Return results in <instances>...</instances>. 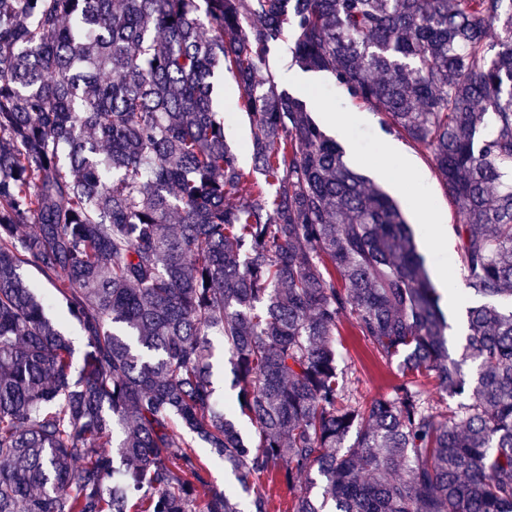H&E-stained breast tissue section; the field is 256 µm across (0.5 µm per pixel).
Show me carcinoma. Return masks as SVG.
<instances>
[{
  "label": "carcinoma",
  "mask_w": 512,
  "mask_h": 512,
  "mask_svg": "<svg viewBox=\"0 0 512 512\" xmlns=\"http://www.w3.org/2000/svg\"><path fill=\"white\" fill-rule=\"evenodd\" d=\"M288 41L428 151L460 273L512 300V0H0V512H512V309L452 357L399 205L259 77ZM347 316L391 395L351 399ZM213 85V98L224 101V125L228 142L239 154L242 165L249 168L251 159L245 147L251 141L253 126L244 111L237 107L236 99L229 94V90L235 86L234 81L229 74L224 73L215 77ZM215 355L213 358L214 381L216 386L224 389V403L233 399L234 392L231 388V373L228 363L229 354L224 352L222 345L215 341Z\"/></svg>",
  "instance_id": "1"
}]
</instances>
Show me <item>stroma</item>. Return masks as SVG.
<instances>
[{
  "label": "stroma",
  "mask_w": 512,
  "mask_h": 512,
  "mask_svg": "<svg viewBox=\"0 0 512 512\" xmlns=\"http://www.w3.org/2000/svg\"><path fill=\"white\" fill-rule=\"evenodd\" d=\"M270 70L280 88L306 100L314 116L324 121V129L339 143L354 170L391 195L400 205L415 233L417 248L424 257L435 287L449 286L442 298L448 324V347L461 353L467 332L468 307L483 304L459 272L458 218L448 203L447 190L436 176L428 152L417 144L388 133L383 114L356 101L325 72H311L298 66L287 46H280L269 60ZM234 86L230 75L216 76L213 97L224 104V125L228 142L238 153L243 166H250L246 150L253 126L229 91ZM335 107L345 119L341 127L327 123L325 110ZM341 367L355 372L354 396L369 400L391 394L399 381L396 362L379 357L360 338L352 320L340 327Z\"/></svg>",
  "instance_id": "35a3bbf8"
}]
</instances>
